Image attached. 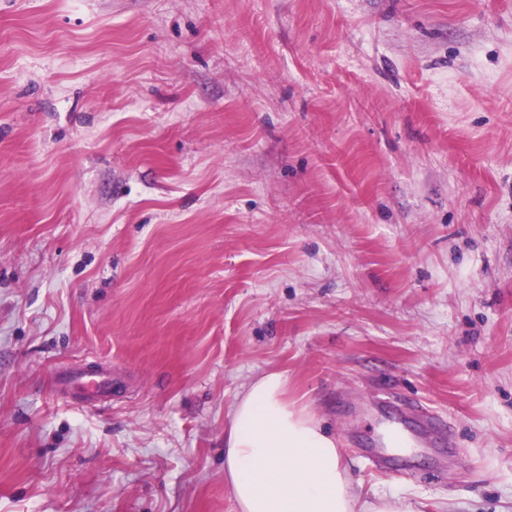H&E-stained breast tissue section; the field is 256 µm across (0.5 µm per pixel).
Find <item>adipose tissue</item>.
I'll return each instance as SVG.
<instances>
[{"label": "adipose tissue", "mask_w": 512, "mask_h": 512, "mask_svg": "<svg viewBox=\"0 0 512 512\" xmlns=\"http://www.w3.org/2000/svg\"><path fill=\"white\" fill-rule=\"evenodd\" d=\"M224 485L237 512H414L395 496L360 502L335 440L280 372L255 377L231 407Z\"/></svg>", "instance_id": "1"}]
</instances>
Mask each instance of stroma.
I'll return each instance as SVG.
<instances>
[{
  "label": "stroma",
  "instance_id": "35a3bbf8",
  "mask_svg": "<svg viewBox=\"0 0 512 512\" xmlns=\"http://www.w3.org/2000/svg\"><path fill=\"white\" fill-rule=\"evenodd\" d=\"M271 371L362 498L512 512V0H0V512H237ZM60 383L66 387L79 383L81 389H86L96 394H104L109 390L110 386L109 379L101 371L85 374L80 373L77 377H63Z\"/></svg>",
  "mask_w": 512,
  "mask_h": 512
}]
</instances>
